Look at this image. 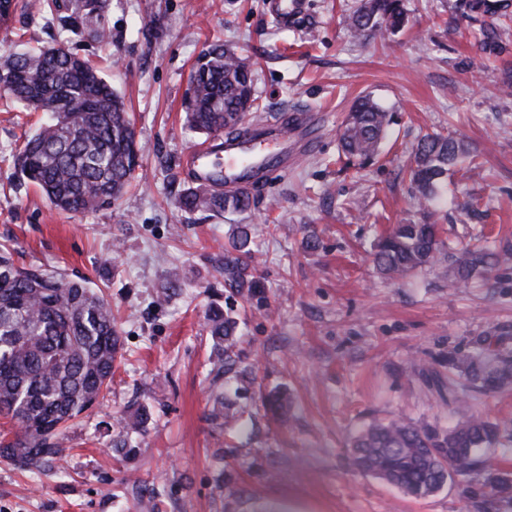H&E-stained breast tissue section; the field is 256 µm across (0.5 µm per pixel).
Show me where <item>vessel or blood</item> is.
<instances>
[{
  "label": "vessel or blood",
  "instance_id": "vessel-or-blood-1",
  "mask_svg": "<svg viewBox=\"0 0 512 512\" xmlns=\"http://www.w3.org/2000/svg\"><path fill=\"white\" fill-rule=\"evenodd\" d=\"M269 10L280 22L288 23L303 14L305 3L304 0H270ZM313 126L311 114L294 113L293 140L288 145L279 141L281 125L277 121L248 128L239 135L189 151V170L201 184L209 186L220 178L225 187L254 192L268 167L286 168L295 154L306 150ZM267 143L277 144V151L263 152L262 147Z\"/></svg>",
  "mask_w": 512,
  "mask_h": 512
}]
</instances>
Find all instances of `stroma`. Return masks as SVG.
<instances>
[{
    "mask_svg": "<svg viewBox=\"0 0 512 512\" xmlns=\"http://www.w3.org/2000/svg\"><path fill=\"white\" fill-rule=\"evenodd\" d=\"M269 0H108L105 36L62 32L70 0L18 13L0 28V56L64 43L100 68L124 100L142 147L135 178L112 206L56 208L21 179L15 159L46 119L0 88V248L19 266L87 281L111 303L120 336L103 398L64 432L60 469L28 471L0 457V512H512L483 479L457 477L415 499L365 475L348 443L364 424L403 414L431 424L453 417L415 371L444 369L452 351L505 336L512 351V265L448 280L440 261L400 281L377 275V238L419 210L403 171L432 130L465 138L483 169L452 176L440 206L446 242L484 235L512 252V27L502 53L480 50L483 24L453 0H403L395 34L352 38L346 17L358 0H305L303 15L276 21ZM223 43L249 58L262 112L255 121L305 110L317 119L313 148L275 170L245 212L184 209L195 183L185 154L209 143L190 131L182 103L202 52ZM371 95L395 113L383 162L341 173L339 127L352 102ZM466 189L479 212L456 208ZM250 228L262 289L229 297L224 245ZM316 249H306L307 232ZM232 307L243 327L244 364L264 389L295 397L289 416H266L248 382L233 401L254 420L241 433L214 419L210 310ZM138 429L129 424L138 413ZM127 443L131 454L117 452Z\"/></svg>",
    "mask_w": 512,
    "mask_h": 512,
    "instance_id": "1",
    "label": "stroma"
}]
</instances>
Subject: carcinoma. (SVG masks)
I'll list each match as a JSON object with an SVG mask.
<instances>
[{
	"label": "carcinoma",
	"mask_w": 512,
	"mask_h": 512,
	"mask_svg": "<svg viewBox=\"0 0 512 512\" xmlns=\"http://www.w3.org/2000/svg\"><path fill=\"white\" fill-rule=\"evenodd\" d=\"M468 18L487 20L481 50L500 53L494 22L512 17V0H456ZM103 0L93 9L74 6L63 30L96 23ZM405 23L402 0H361L349 15L358 37L397 32ZM192 101L183 104L188 126L210 135L237 130L246 114L260 110L250 61L221 44L206 49L195 70ZM0 84L31 110L42 104L52 119L38 127L16 157L22 178L36 185L56 207L86 211L108 207L133 177L139 148L121 97L88 61L61 44L21 53L0 66ZM393 115L371 96L358 97L342 123L343 167L368 165L381 155ZM481 152L461 137L432 133L418 143L410 181L419 217L395 224L374 245L371 261L382 277L398 280L433 266L445 248L436 199L454 168L481 165ZM251 194L187 191L181 206L220 214L250 208ZM512 262L508 251L470 244L448 255V278L467 287L477 273ZM224 285L237 291L260 287L251 269L247 228L238 227L224 249ZM209 328L219 359L218 372L256 381L250 366L239 367V322L215 310ZM120 338L112 308L86 284L52 280L16 266L0 252V415L13 421L16 438L0 444V456L23 469L60 467L65 457L61 428L89 410L112 379ZM418 373L459 418L439 426L397 415L372 422L350 444L355 467L414 498L440 491L453 475L469 476L489 467V456L512 431V423L472 410L479 394L512 387V353L490 339L469 353H448V375L424 364ZM280 416L291 404L280 394L263 400ZM245 411L229 404L214 417L244 425ZM495 493L512 489L506 472L488 474Z\"/></svg>",
	"instance_id": "1"
}]
</instances>
